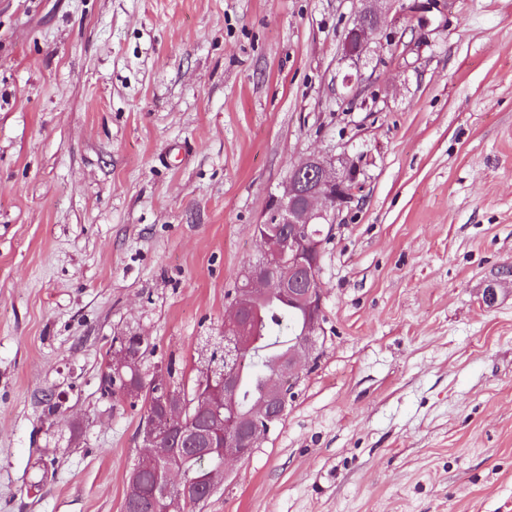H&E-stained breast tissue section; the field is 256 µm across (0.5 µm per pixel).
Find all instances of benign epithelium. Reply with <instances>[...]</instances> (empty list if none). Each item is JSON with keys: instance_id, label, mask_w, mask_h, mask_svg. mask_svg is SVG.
<instances>
[{"instance_id": "7a95c632", "label": "benign epithelium", "mask_w": 512, "mask_h": 512, "mask_svg": "<svg viewBox=\"0 0 512 512\" xmlns=\"http://www.w3.org/2000/svg\"><path fill=\"white\" fill-rule=\"evenodd\" d=\"M386 0H361L362 7L354 17L349 39L344 43L345 56L351 59L359 57L368 37L369 21L380 24ZM360 169L355 164L341 163L336 167L335 160L319 156L305 158L288 174L281 197L271 216L273 224H288L294 232L288 234V240L278 246L262 245V259L245 268L242 276L246 288L230 306V315L224 318V400L232 398L235 390V378L229 367L233 366L238 355L248 346L251 327L245 314L246 306L253 300L263 297L270 288L276 286L284 293L305 302L307 322L303 336L294 342V346L283 357L278 368V376L268 384L263 401L258 404L252 417L262 418L271 424L285 406V392L282 379L295 384L301 377L302 370L310 363L316 339L323 332V290L319 278H314L310 287L297 292L288 287L293 282L297 270L304 265L307 258L319 256L323 245L320 234H298V230L308 228L311 224L333 225L331 215L343 211L354 199L356 189L348 188L352 182L359 181ZM237 435L224 440V463L238 461L253 449L260 447L268 431L253 429L248 420L238 423ZM170 416L164 419L148 421L141 434L145 446L159 443L169 435ZM163 480L158 499L163 503L170 499L186 504L197 498V490L186 483L178 491H173V477L178 475L177 468L171 462L164 465Z\"/></svg>"}]
</instances>
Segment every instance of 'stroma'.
<instances>
[{"label": "stroma", "mask_w": 512, "mask_h": 512, "mask_svg": "<svg viewBox=\"0 0 512 512\" xmlns=\"http://www.w3.org/2000/svg\"><path fill=\"white\" fill-rule=\"evenodd\" d=\"M421 2L350 60L360 0H0V512H122L113 337L191 381L311 154L324 333L202 512H512V0Z\"/></svg>", "instance_id": "obj_1"}]
</instances>
